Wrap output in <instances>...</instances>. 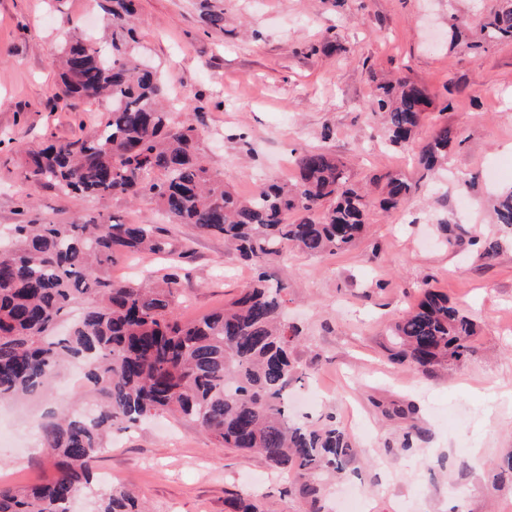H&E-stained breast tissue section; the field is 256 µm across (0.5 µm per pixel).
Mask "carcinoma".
<instances>
[{"instance_id":"1","label":"carcinoma","mask_w":512,"mask_h":512,"mask_svg":"<svg viewBox=\"0 0 512 512\" xmlns=\"http://www.w3.org/2000/svg\"><path fill=\"white\" fill-rule=\"evenodd\" d=\"M112 16L111 39L77 36L62 49L61 87L69 97L110 102L95 133L20 153L16 166L32 186L51 185L81 196H124L154 202L170 224H191L220 236L240 259L253 262L249 288L224 309L184 322L176 314L180 276L149 284L110 278L120 259L172 254L169 229L107 219L69 224L30 220L13 227L0 252V402L49 395L61 367L84 362L97 409L86 417L62 405L38 423L57 475L24 488H0V512H69L77 492L93 481V466L109 447L112 428L159 413L193 421L217 448L257 451L291 474L308 512H321L319 476L354 458L350 436L335 422L321 427L288 420V388L302 380L292 358L297 332L284 318L288 285L270 284L262 263L292 246L311 256L335 254L365 232L368 192L349 182L345 165L322 148L292 154L293 183L260 186L249 198L208 167L198 129L181 107L165 105L157 67L137 57L134 0H103ZM476 56L490 42H512V0L480 26ZM433 105L427 87L399 78L378 86L371 111L393 145L410 142ZM448 125L424 146L429 171L455 145ZM411 185L386 178L380 206L397 207ZM296 215L292 223L288 214ZM493 223L512 233V188L492 205ZM79 294L96 296L67 334L57 325ZM474 323L448 296L426 289L416 308L391 329L393 356L428 373L459 361L472 348ZM98 512H145L125 489L101 496Z\"/></svg>"}]
</instances>
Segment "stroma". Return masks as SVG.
<instances>
[{"label": "stroma", "mask_w": 512, "mask_h": 512, "mask_svg": "<svg viewBox=\"0 0 512 512\" xmlns=\"http://www.w3.org/2000/svg\"><path fill=\"white\" fill-rule=\"evenodd\" d=\"M137 48L159 64L169 97L201 96L196 126L208 166L242 196L261 180H291L295 149L321 147L346 162L354 184L403 175L411 191L399 208L371 204L365 235L322 257L288 252L270 264L290 287L286 311L299 330L304 373L297 414H335L356 457L326 475L324 512H342L359 493L365 512H512V482L496 474L512 453V237L493 224L486 199L512 186V43L473 56L479 21L495 0H137ZM224 14L209 27L200 15ZM467 18L462 39L450 16ZM106 18L96 0H0V230L21 223V195L33 193L32 218L65 224L113 217L156 224L153 204L120 196L66 195L21 181L11 158L45 142L93 131L109 106L62 97L58 57L70 23L93 33ZM402 76L427 86L435 107L407 148L389 145L369 105L379 82ZM457 133L441 182L416 156L440 125ZM331 139H322L324 128ZM232 130L247 143L227 139ZM456 224L465 243H443ZM187 249L180 262L182 304L190 320L235 297L251 279L218 236L174 224ZM500 243L480 259L468 238ZM449 299L477 327L471 352L429 374L392 361L390 327L425 288ZM43 401L0 408L10 433L0 441V487L53 478L31 425ZM412 409L411 418L395 408ZM419 433L403 449L409 424ZM134 490L150 512H228L232 494H249L276 512H305L293 484L257 453L214 447L193 423L149 420L112 431L90 489L73 512H97L102 494Z\"/></svg>", "instance_id": "obj_1"}]
</instances>
